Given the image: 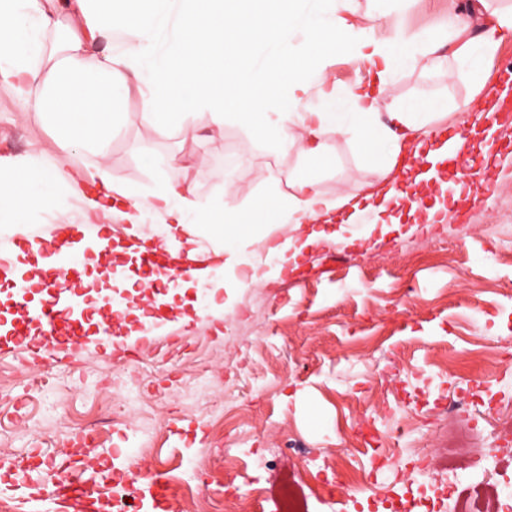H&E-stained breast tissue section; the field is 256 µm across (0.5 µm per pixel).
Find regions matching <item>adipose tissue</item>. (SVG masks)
Listing matches in <instances>:
<instances>
[{
	"instance_id": "1",
	"label": "adipose tissue",
	"mask_w": 512,
	"mask_h": 512,
	"mask_svg": "<svg viewBox=\"0 0 512 512\" xmlns=\"http://www.w3.org/2000/svg\"><path fill=\"white\" fill-rule=\"evenodd\" d=\"M407 2L389 0L391 34L378 39L375 14L355 16L351 0H58L51 15L42 0H0V83L14 89L22 111L55 131L58 147L51 164L0 155V232L29 243L0 255V275L15 280L42 269L28 217L54 209L62 193L84 215L126 222L123 253L148 248L170 266L191 256L197 287L228 298L277 279L283 264L322 242L344 241L355 224L366 220L385 233L398 213L416 214L410 194L430 188L441 196L447 189L437 167L448 160V148L424 150L419 132L426 113L395 104L383 123L377 100L399 72L438 63L443 49L453 61L449 76L478 79L512 34V9L489 13L474 36L468 20L452 14L445 29L416 40L399 21ZM60 28L71 36L46 56L47 32ZM100 36L111 46L96 53L92 45ZM332 56L369 63L373 80L350 88L337 108L323 95L315 107L302 109L310 82H327ZM132 87L148 124L177 123L175 108L187 103L214 127L230 118L255 136L297 149L305 164L291 175L292 193L234 211L198 200L190 183L162 179L145 200L113 177L106 158L91 167L78 163V148H102L111 140ZM332 134L350 137L364 161L381 170L362 196L329 198L318 188ZM149 213L159 222L153 238L139 230ZM276 226L284 234L274 240ZM206 237L211 247L203 246ZM268 239L273 266L249 282L235 277L237 268L254 264L252 243Z\"/></svg>"
}]
</instances>
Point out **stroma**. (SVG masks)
Instances as JSON below:
<instances>
[{"label": "stroma", "instance_id": "1", "mask_svg": "<svg viewBox=\"0 0 512 512\" xmlns=\"http://www.w3.org/2000/svg\"><path fill=\"white\" fill-rule=\"evenodd\" d=\"M470 0H411L401 16L407 36L442 24ZM468 76L417 66L398 75L392 100L438 103L440 124L458 131ZM8 153L56 156L53 130L20 111L0 85V141ZM320 190L357 192L380 176L343 137L330 140ZM113 176L149 194L156 176L192 181L203 198L244 207L261 196H288L303 164L296 150L251 136L233 119L223 130L207 115L156 129L139 110L120 113L108 145ZM493 192L481 203L447 201L446 223L413 229L402 217L384 242H328L297 271L263 288L238 290L232 312L206 290L178 281L148 294L153 324L127 315L113 336L148 333L112 352L94 331L64 356L45 354L38 338L17 345L5 326L14 313L12 281L0 276V460L29 458L43 486L0 483L11 512H73L53 498L57 463L78 442L76 423L101 431L84 477H120L144 462L169 490L186 493L199 463L221 512H353L351 497L400 505L410 498L465 512L483 507L512 458L495 452V433L512 430V153L487 162ZM195 307L177 324L171 305ZM502 380L464 409L449 411L475 379ZM430 449L429 472L404 468L398 432ZM487 451V472L454 479L448 450Z\"/></svg>", "mask_w": 512, "mask_h": 512}]
</instances>
